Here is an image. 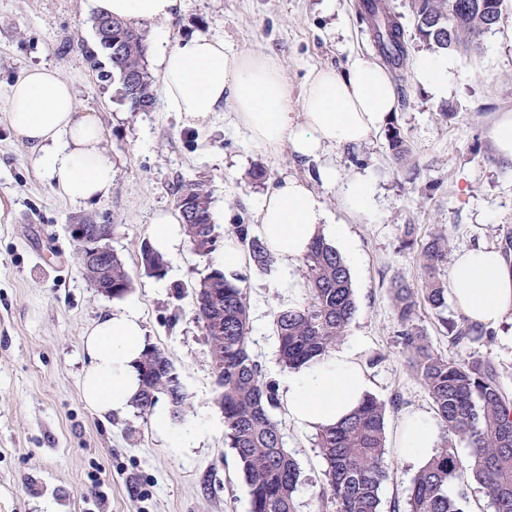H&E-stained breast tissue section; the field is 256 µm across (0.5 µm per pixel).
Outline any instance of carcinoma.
<instances>
[{
    "mask_svg": "<svg viewBox=\"0 0 512 512\" xmlns=\"http://www.w3.org/2000/svg\"><path fill=\"white\" fill-rule=\"evenodd\" d=\"M498 6L504 0H411L416 32L438 49L477 51L486 32L495 27L482 4ZM366 34L381 59L400 70L409 57V40L400 17L383 0H360ZM93 25L101 50L112 70L98 65L95 53L87 59L102 81L119 80L128 110L143 112L156 106L158 84L147 64V26H133L106 18L111 29ZM389 146L398 164L411 163V150L400 131L388 130ZM188 197L194 214L181 219L186 240L202 256L224 249L215 233L211 191L207 180L180 183L176 204ZM228 236L243 248L250 264L266 269L274 263L267 245L250 233V225L234 224ZM448 236L438 231L422 246L418 265L422 285L415 289L403 277L393 287V307L402 325L401 343L410 367L433 401L442 430L437 453L414 476L405 499V512H468V487L475 480L484 485L493 512H512V398L503 391L499 371L488 357L454 359L433 348L414 327L416 309L423 304L440 315L448 304V283L440 272L447 260ZM144 271L162 278L167 261L149 242L139 249ZM302 295L292 307L274 313L278 359L291 370L326 355L342 343L356 312L352 281L343 255L324 238L309 246L300 261ZM98 281L112 297L132 288V279L117 254L102 270ZM194 309L200 323L224 413V446L233 450L249 494V512H296L295 492L301 471L285 448L282 427L272 416L280 407L278 387L267 380L250 351L249 300L241 279L210 268L193 289ZM451 343L465 347L492 336L463 320L448 322ZM141 389L134 407L141 417L152 414L159 397L167 398L171 416L180 419L187 395L168 354L149 345L139 365ZM387 403L368 396L360 408L336 426L317 432L316 446L325 461L324 490L336 503V512H381V486L392 479L385 462ZM466 442L467 462L457 456L452 439ZM456 487V495L447 493Z\"/></svg>",
    "mask_w": 512,
    "mask_h": 512,
    "instance_id": "carcinoma-1",
    "label": "carcinoma"
}]
</instances>
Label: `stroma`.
<instances>
[{
    "label": "stroma",
    "instance_id": "stroma-1",
    "mask_svg": "<svg viewBox=\"0 0 512 512\" xmlns=\"http://www.w3.org/2000/svg\"><path fill=\"white\" fill-rule=\"evenodd\" d=\"M335 2L329 10L324 0H185L166 27L175 39L216 36L235 51L272 56L295 106L312 71L341 72L355 55L377 56L359 0ZM93 18L90 0H0V114L19 73L53 67L73 84L79 108L99 119L114 168L106 196L71 203L50 187L0 118V512H249L248 488L224 446V414L194 314L191 287L208 273L209 260L184 243L168 256L164 278L146 276L138 264L156 213H175L176 187L189 179H210L220 235L232 224L254 223L260 198L283 177L304 180L319 194L354 243L347 265L357 312L349 333L365 338L369 354L380 357L370 370L374 395L389 403L387 436L413 412H432L403 352L390 287L400 276L420 283L418 254L438 231L447 234L452 255L478 245L512 253V179L503 176L489 137L497 115L512 111V0L479 55L455 54L457 80L447 95L431 93L410 68L394 78L397 110L389 123L411 146L418 175L395 163L382 131L328 153L343 179L367 175L376 183L375 211L360 219L346 218L337 188L322 185L319 161L286 149L267 155L234 126L231 112L189 128L160 104L129 111L115 83L99 81L85 59L97 48ZM260 165L268 176L257 181L251 172ZM74 224L113 225L109 244L133 280L145 341L169 355L188 395L189 407L173 427L195 431L193 447L169 448L152 420L137 413L103 417L85 404L82 338L113 301L84 276ZM242 275L250 348L266 378L275 380L282 372L273 328L282 302L275 271L249 265ZM414 323L448 357L492 359L512 396L511 343L496 337L452 346L424 306ZM274 416L302 472L297 512H336L334 502L318 500L325 464L315 432L289 421L286 409ZM386 462L393 478L380 490L381 512L404 501L416 473L396 448Z\"/></svg>",
    "mask_w": 512,
    "mask_h": 512
}]
</instances>
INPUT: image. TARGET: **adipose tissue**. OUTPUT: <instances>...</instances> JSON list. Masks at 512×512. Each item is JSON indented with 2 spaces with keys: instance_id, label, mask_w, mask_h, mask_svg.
Returning a JSON list of instances; mask_svg holds the SVG:
<instances>
[{
  "instance_id": "ef3b65f1",
  "label": "adipose tissue",
  "mask_w": 512,
  "mask_h": 512,
  "mask_svg": "<svg viewBox=\"0 0 512 512\" xmlns=\"http://www.w3.org/2000/svg\"><path fill=\"white\" fill-rule=\"evenodd\" d=\"M97 15L137 25L171 19L183 0H91ZM158 47L162 100L183 123L201 127L217 112L231 108L250 144L267 154L289 149L301 158H316L328 149L368 141L394 112L396 100L386 70L356 56L345 71L311 73L298 107H291L288 85L278 64L263 53H238L223 40L197 36L170 41L165 30L154 36ZM448 55L420 56L414 75L436 93H447L455 78ZM5 120L18 141L56 191L74 203L105 196L113 170L101 126L89 112L79 111L71 83L55 70L22 72L10 87ZM324 185L340 189L343 211L368 215L373 188L363 178L342 180L334 164L320 168ZM256 234L265 240L277 263L276 286L285 305L298 302L300 259L318 236L333 235L348 243L345 223H331L322 197L294 177L282 178L256 210ZM448 294L469 320L485 330L512 324V260L501 249L480 247L458 252L448 277ZM82 396L101 415L127 414L140 389L138 365L146 348L134 297L117 300L113 311L98 319L86 334ZM368 349L359 336L336 346L321 359L280 377L288 417L315 429L348 417L373 387L364 362ZM436 420L425 412L407 417L397 428L399 455L424 465L439 441Z\"/></svg>"
}]
</instances>
